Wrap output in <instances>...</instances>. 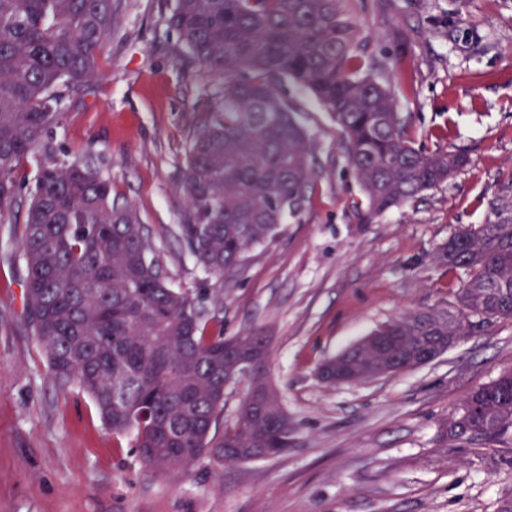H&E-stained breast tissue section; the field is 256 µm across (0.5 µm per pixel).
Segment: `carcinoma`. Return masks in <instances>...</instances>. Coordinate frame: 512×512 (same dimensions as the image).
I'll return each instance as SVG.
<instances>
[{
  "mask_svg": "<svg viewBox=\"0 0 512 512\" xmlns=\"http://www.w3.org/2000/svg\"><path fill=\"white\" fill-rule=\"evenodd\" d=\"M359 0H172L167 30L202 69L222 76L186 150L189 201L179 232L217 286L247 252L277 236L309 199L317 160L305 127L278 94L289 80L336 122L365 204L362 224L447 182L469 159L426 151L399 111V59L379 58L356 23ZM126 0H0V219L20 203L19 168L39 162L28 188L20 253L33 335L62 390L78 387L112 432H130L142 460L169 473L207 458L235 461L261 444L277 456L292 428L278 399L245 398L220 433L228 349L261 348L263 329L224 335L196 299L171 287L150 233L112 179L79 156L59 160L45 141L63 95L100 71ZM485 222L453 236L436 261L455 302L411 312L375 329L391 336L398 370L421 365L432 336H470L512 318V169L486 201ZM455 410L453 439L512 434V369L472 391Z\"/></svg>",
  "mask_w": 512,
  "mask_h": 512,
  "instance_id": "obj_1",
  "label": "carcinoma"
}]
</instances>
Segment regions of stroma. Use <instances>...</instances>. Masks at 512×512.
<instances>
[{
  "instance_id": "1",
  "label": "stroma",
  "mask_w": 512,
  "mask_h": 512,
  "mask_svg": "<svg viewBox=\"0 0 512 512\" xmlns=\"http://www.w3.org/2000/svg\"><path fill=\"white\" fill-rule=\"evenodd\" d=\"M126 2L99 77L63 97L46 140L59 158L101 166L148 228L171 285L218 315L225 335L271 333L270 377L292 445L257 461L150 469L86 394L53 383L27 319L17 208L0 222V512H503L512 502V439H452L446 428L472 390L512 369V320L375 381L328 385L318 371L380 324L453 301L436 252L483 222V198L512 170V0L359 10L376 53L404 61L397 98L413 118L410 137L469 158L447 184L378 223L356 220L351 204L362 193L328 112L281 83L279 95L313 139L319 177L300 220L248 253L220 304L177 236L188 209L185 150L211 76L188 58L174 64L168 0Z\"/></svg>"
}]
</instances>
